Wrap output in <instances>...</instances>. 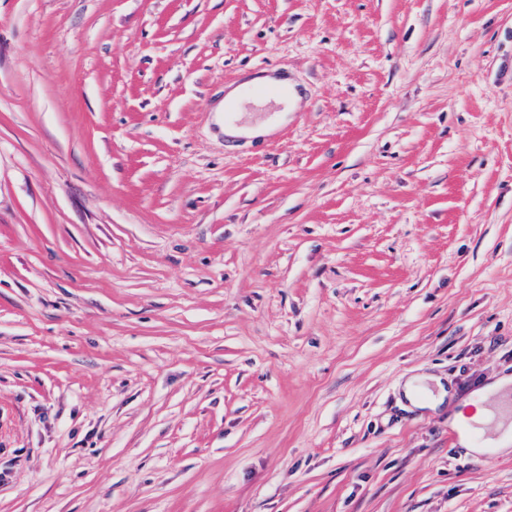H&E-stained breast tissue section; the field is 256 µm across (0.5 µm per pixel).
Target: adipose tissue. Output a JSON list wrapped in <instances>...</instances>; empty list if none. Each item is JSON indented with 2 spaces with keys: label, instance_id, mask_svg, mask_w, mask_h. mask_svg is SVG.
I'll use <instances>...</instances> for the list:
<instances>
[{
  "label": "adipose tissue",
  "instance_id": "ef3b65f1",
  "mask_svg": "<svg viewBox=\"0 0 512 512\" xmlns=\"http://www.w3.org/2000/svg\"><path fill=\"white\" fill-rule=\"evenodd\" d=\"M511 390L512 377L504 375L486 385L481 399L457 404L450 423L461 446L474 454L512 452V416L498 407L501 395Z\"/></svg>",
  "mask_w": 512,
  "mask_h": 512
}]
</instances>
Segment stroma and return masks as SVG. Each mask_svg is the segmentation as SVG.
<instances>
[{
    "label": "stroma",
    "instance_id": "stroma-1",
    "mask_svg": "<svg viewBox=\"0 0 512 512\" xmlns=\"http://www.w3.org/2000/svg\"><path fill=\"white\" fill-rule=\"evenodd\" d=\"M503 375L512 0H0V512H512ZM267 81H269L267 78H252L237 85L228 86L224 96V112L228 105H236L237 112H246L247 105L262 107L268 104L270 102L269 99L261 96H255L254 94V88ZM301 101V96L296 92L293 97L276 110L277 113L273 119L255 124L241 123V117L237 119L224 118V135L228 139H259L271 135L278 125L286 118L288 112H293ZM512 379L501 376L484 388L479 400H465L456 405L450 417V424L458 433V444L473 454L492 452L498 455L508 454L512 447V422L507 411L497 409L500 397L510 390ZM497 409V412L495 410ZM477 425L482 426L478 428ZM489 431L482 446H475L470 440V430ZM433 382L437 387V396H433L428 400H418L415 393L417 390L422 389L423 387L418 386L419 383L422 382ZM404 396L413 404L415 407L423 410L435 411L445 399L446 394L448 397L453 398V394H451L445 390V386L441 381L440 377L435 376H419L413 377L407 380L403 386Z\"/></svg>",
    "mask_w": 512,
    "mask_h": 512
}]
</instances>
